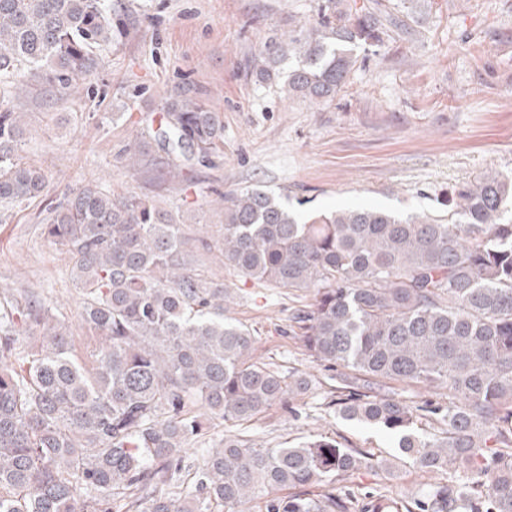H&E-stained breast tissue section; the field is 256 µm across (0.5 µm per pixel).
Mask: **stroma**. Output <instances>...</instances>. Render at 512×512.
<instances>
[{
	"label": "stroma",
	"mask_w": 512,
	"mask_h": 512,
	"mask_svg": "<svg viewBox=\"0 0 512 512\" xmlns=\"http://www.w3.org/2000/svg\"><path fill=\"white\" fill-rule=\"evenodd\" d=\"M133 26L80 82L77 95L30 80H0V106L24 113L22 153L48 177L42 197L0 222V285L49 296L80 357L98 348L81 315L66 248L47 239L50 206L99 184L163 199L192 231L202 260L235 288L230 316L256 331L257 357L315 375L296 412L275 409L250 433L271 444L326 435L383 459L337 482V495L398 503L428 478L394 438L324 405L328 370L289 333L299 301L285 288H256L225 268L223 196L263 187L302 218L342 207L401 216L444 211L450 192L483 172L512 170V0H379L406 28L359 52L347 84L327 103L288 98L255 82L252 56L271 37L312 22L319 0H125ZM188 94L219 113L224 146L180 180L157 184L130 169L123 150L167 102Z\"/></svg>",
	"instance_id": "35a3bbf8"
}]
</instances>
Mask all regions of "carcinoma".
<instances>
[{"mask_svg":"<svg viewBox=\"0 0 512 512\" xmlns=\"http://www.w3.org/2000/svg\"><path fill=\"white\" fill-rule=\"evenodd\" d=\"M123 0H0V77L71 88L129 31ZM392 19L358 0H323L318 18L255 54L258 82L333 100L357 50L394 39ZM292 61L288 75L281 64ZM24 113L0 107V221L44 193L20 155ZM136 137L130 166L177 180L224 141L219 113L182 96ZM46 238L67 248L82 318L103 339L76 356L52 302L0 291V512H387L336 495L373 457L333 438H253L246 424L305 402L313 380L254 355L255 330L225 315L235 299L187 249L185 225L135 192L87 183L51 210ZM224 266L260 288L304 292L291 332L328 377L326 403L378 425L425 472H458L405 512H512V171L454 190L448 213L402 217L342 208L302 222L260 188L224 196ZM36 331L33 351L19 336ZM445 392L448 410L412 405L395 385ZM435 415L441 432L422 427ZM206 448L193 475L184 449Z\"/></svg>","mask_w":512,"mask_h":512,"instance_id":"1","label":"carcinoma"}]
</instances>
